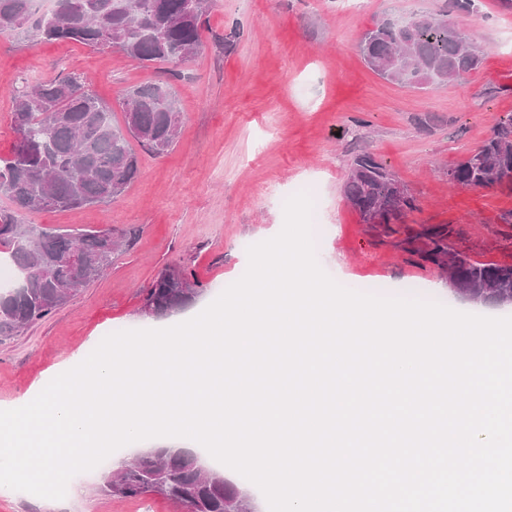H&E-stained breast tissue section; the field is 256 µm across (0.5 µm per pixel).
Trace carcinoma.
<instances>
[{"label": "carcinoma", "instance_id": "carcinoma-1", "mask_svg": "<svg viewBox=\"0 0 512 512\" xmlns=\"http://www.w3.org/2000/svg\"><path fill=\"white\" fill-rule=\"evenodd\" d=\"M207 0H58L59 11L35 18L33 0H0V33H32L43 40L77 42L93 50L113 48L141 64L185 62L201 46ZM367 67L412 89L450 79L465 82L484 60L480 38L448 15L414 14L386 19L357 44ZM124 123L84 83L54 78L15 89L11 120L17 140L32 145L0 156V194L12 208L0 210V253L21 273L22 288L0 290V342L12 339L73 299L112 264L121 240L110 230L49 231L25 224L30 211L72 210L112 201L135 179L133 144L162 155L175 144L180 110L175 92L148 84L128 93ZM448 181L467 187L512 191V114L489 137L448 168ZM344 195L380 235L397 233L416 208L415 199L390 167L361 150L351 161ZM451 224L422 225L398 242L419 260L448 271V284L475 303L512 304V264L473 262L452 246ZM197 289L178 269L161 272L147 289L142 312L165 316L192 306ZM104 495L130 498L153 493L187 512H253L248 496L224 475L200 465L191 452L155 448L135 455L104 476Z\"/></svg>", "mask_w": 512, "mask_h": 512}]
</instances>
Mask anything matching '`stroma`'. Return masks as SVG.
Masks as SVG:
<instances>
[{"instance_id":"stroma-1","label":"stroma","mask_w":512,"mask_h":512,"mask_svg":"<svg viewBox=\"0 0 512 512\" xmlns=\"http://www.w3.org/2000/svg\"><path fill=\"white\" fill-rule=\"evenodd\" d=\"M208 0L203 44L181 64L144 66L124 53L78 43L0 34V154L16 141L11 91L50 77L86 79L121 120L129 88L173 86L181 110L174 148L139 152V173L112 202L84 209L24 214L47 229H112L124 247L106 274L49 317L0 344V407L45 387L119 330L162 329L175 316L142 314L146 291L162 270L191 274L202 290L200 313L248 266L243 243L275 237L284 203L304 192L320 227L315 254L337 283L377 295H414L456 311L512 316V306L476 305L450 289L438 267L419 264L379 237L345 201L353 155L386 162L415 197L398 225L405 239L423 224H451L455 250L484 263L512 264V191L463 187L448 169L476 150L493 124L512 114V6L476 0L457 15L478 33L483 64L468 82L412 91L380 79L357 43L388 17L442 13L447 0ZM101 477L85 482L86 499L50 500L21 491L0 495V512H185L153 494L102 495Z\"/></svg>"}]
</instances>
